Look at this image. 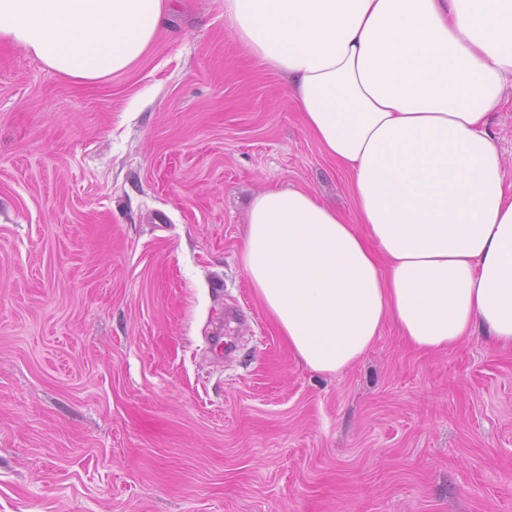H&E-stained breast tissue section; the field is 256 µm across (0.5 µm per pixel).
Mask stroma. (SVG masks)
Segmentation results:
<instances>
[{
    "label": "stroma",
    "instance_id": "35a3bbf8",
    "mask_svg": "<svg viewBox=\"0 0 512 512\" xmlns=\"http://www.w3.org/2000/svg\"><path fill=\"white\" fill-rule=\"evenodd\" d=\"M271 185L353 211L224 0L101 84L0 43V512H512V351L303 366L240 260Z\"/></svg>",
    "mask_w": 512,
    "mask_h": 512
}]
</instances>
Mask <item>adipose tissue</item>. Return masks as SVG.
Here are the masks:
<instances>
[{
	"label": "adipose tissue",
	"instance_id": "obj_1",
	"mask_svg": "<svg viewBox=\"0 0 512 512\" xmlns=\"http://www.w3.org/2000/svg\"><path fill=\"white\" fill-rule=\"evenodd\" d=\"M169 7L0 0V40L99 84ZM224 19L350 176V217L299 187L247 203L241 262L292 354L342 372L390 321L425 354L512 347V184L489 130L512 87V0H224Z\"/></svg>",
	"mask_w": 512,
	"mask_h": 512
}]
</instances>
